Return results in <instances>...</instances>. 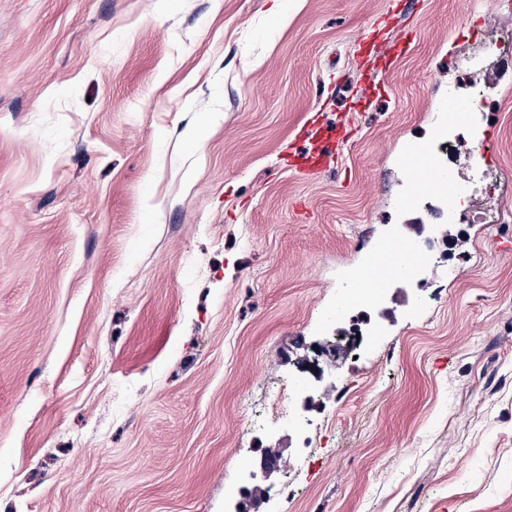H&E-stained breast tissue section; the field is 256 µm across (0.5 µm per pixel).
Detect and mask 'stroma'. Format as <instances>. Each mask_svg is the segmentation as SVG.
I'll list each match as a JSON object with an SVG mask.
<instances>
[{"label":"stroma","mask_w":512,"mask_h":512,"mask_svg":"<svg viewBox=\"0 0 512 512\" xmlns=\"http://www.w3.org/2000/svg\"><path fill=\"white\" fill-rule=\"evenodd\" d=\"M482 26L512 0H0V512H512V58ZM457 81L483 111L449 116ZM317 125L352 136L307 174ZM444 135L462 223L404 163ZM396 229L425 266L339 308ZM306 369L307 449L264 416Z\"/></svg>","instance_id":"obj_1"}]
</instances>
